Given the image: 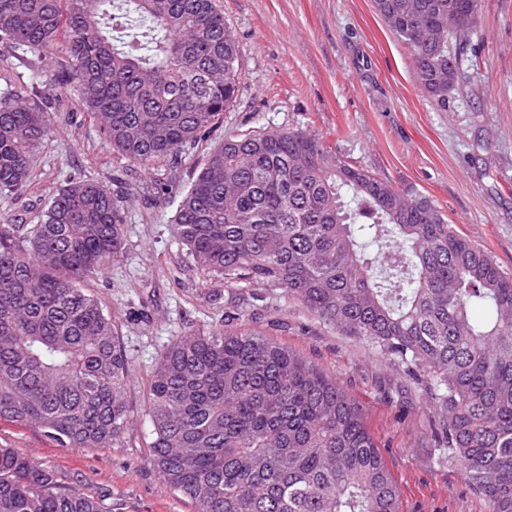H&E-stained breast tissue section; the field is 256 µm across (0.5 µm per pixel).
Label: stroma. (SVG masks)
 I'll return each instance as SVG.
<instances>
[{"instance_id":"1","label":"stroma","mask_w":512,"mask_h":512,"mask_svg":"<svg viewBox=\"0 0 512 512\" xmlns=\"http://www.w3.org/2000/svg\"><path fill=\"white\" fill-rule=\"evenodd\" d=\"M239 43L236 101L221 126L177 168L153 173L113 153L74 88L54 91L51 131L32 181L0 202L26 224L70 180L94 179L125 196L119 262L85 286L119 316L132 379L129 423L111 448H63L39 431L0 422V446L106 499L112 512H193L158 477L145 412L148 381L178 337L245 321L325 370L363 407L400 490V512H489L438 448L437 411L423 375L326 324L264 286L229 289L194 269L172 232L178 197L208 149L244 130L302 129L400 190L434 202L456 230L512 272V0H484L470 36L479 59L440 106L421 89L406 44L372 0H219ZM171 194L154 193L158 182Z\"/></svg>"}]
</instances>
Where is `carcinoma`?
<instances>
[{
  "instance_id": "cac0c4a2",
  "label": "carcinoma",
  "mask_w": 512,
  "mask_h": 512,
  "mask_svg": "<svg viewBox=\"0 0 512 512\" xmlns=\"http://www.w3.org/2000/svg\"><path fill=\"white\" fill-rule=\"evenodd\" d=\"M438 105L483 0H373ZM0 42L78 88L112 150L178 166L233 106L239 45L217 0H0ZM48 112L0 92V197L25 188ZM194 268L253 284L423 372L437 437L490 512H512V273L411 196L315 134L251 130L208 153L173 219ZM125 208L73 180L33 224L0 216V422L63 447L110 448L128 423L120 320L85 288L122 255ZM375 244L378 251L368 252ZM483 308L487 316L474 311ZM149 447L193 512H400L362 406L328 373L246 326L172 342L148 383ZM0 512H111L0 447Z\"/></svg>"
}]
</instances>
